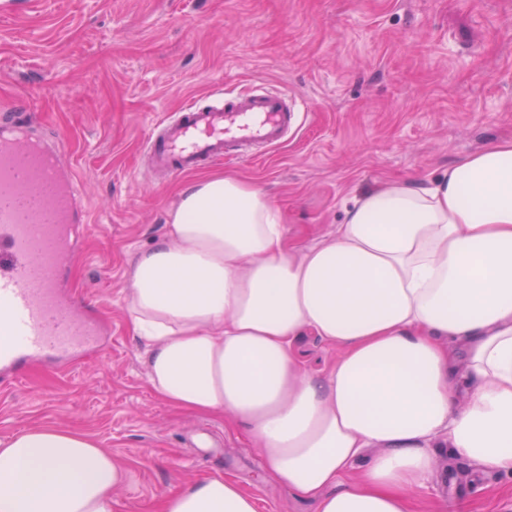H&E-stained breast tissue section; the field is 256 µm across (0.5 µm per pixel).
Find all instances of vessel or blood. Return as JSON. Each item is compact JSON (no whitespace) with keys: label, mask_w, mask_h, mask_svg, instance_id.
Masks as SVG:
<instances>
[{"label":"vessel or blood","mask_w":512,"mask_h":512,"mask_svg":"<svg viewBox=\"0 0 512 512\" xmlns=\"http://www.w3.org/2000/svg\"><path fill=\"white\" fill-rule=\"evenodd\" d=\"M300 108L284 89L265 86L219 103L186 105L151 140L155 164L170 173L249 157L281 144ZM60 147L48 146L25 122H0V309L15 336L0 348V384L19 382V362L79 361L98 334L64 276L82 220L73 177Z\"/></svg>","instance_id":"1"}]
</instances>
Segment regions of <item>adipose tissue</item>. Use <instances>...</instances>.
<instances>
[{"instance_id":"obj_1","label":"adipose tissue","mask_w":512,"mask_h":512,"mask_svg":"<svg viewBox=\"0 0 512 512\" xmlns=\"http://www.w3.org/2000/svg\"><path fill=\"white\" fill-rule=\"evenodd\" d=\"M124 284L155 394L224 414L266 477L316 512H412L436 451L512 475V140L429 184L362 193L302 247L251 183L187 185ZM341 347L321 375L305 334ZM121 466L89 435L34 426L0 442V512H112ZM161 512H257L221 475Z\"/></svg>"}]
</instances>
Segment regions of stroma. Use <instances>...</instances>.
I'll return each instance as SVG.
<instances>
[{
  "label": "stroma",
  "mask_w": 512,
  "mask_h": 512,
  "mask_svg": "<svg viewBox=\"0 0 512 512\" xmlns=\"http://www.w3.org/2000/svg\"><path fill=\"white\" fill-rule=\"evenodd\" d=\"M285 88L298 128L254 160L165 177L147 146L160 120L223 88ZM64 143L88 232L68 281L94 304L99 347L78 365L29 369L0 387V441L38 425L95 438L126 471L112 512H159L188 482L236 479L258 512H315L264 476V453L224 416L170 408L153 392L123 283L160 240L181 188L234 174L282 211L290 238L333 233L363 191L426 184L495 140H512V0H12L0 9V119ZM512 476L439 451L418 512H512Z\"/></svg>",
  "instance_id": "35a3bbf8"
}]
</instances>
